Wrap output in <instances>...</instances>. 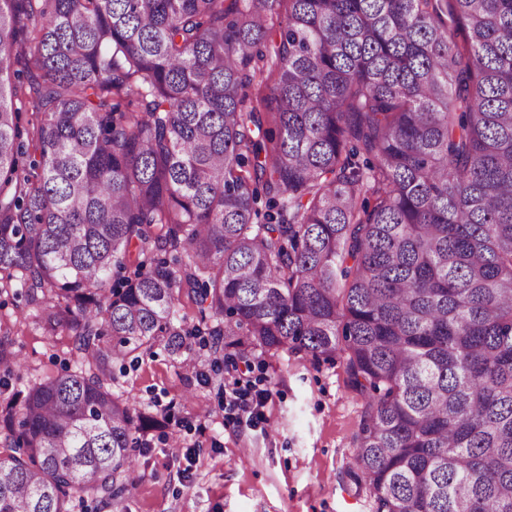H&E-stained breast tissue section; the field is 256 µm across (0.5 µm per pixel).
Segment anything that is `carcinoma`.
<instances>
[{"instance_id":"1","label":"carcinoma","mask_w":512,"mask_h":512,"mask_svg":"<svg viewBox=\"0 0 512 512\" xmlns=\"http://www.w3.org/2000/svg\"><path fill=\"white\" fill-rule=\"evenodd\" d=\"M13 282L78 368L0 402V512L123 507L167 416L112 362L184 295L239 362L342 358L372 512H512V0H0Z\"/></svg>"}]
</instances>
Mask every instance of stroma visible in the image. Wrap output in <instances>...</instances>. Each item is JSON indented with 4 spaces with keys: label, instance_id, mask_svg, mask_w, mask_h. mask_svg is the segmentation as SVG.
<instances>
[{
    "label": "stroma",
    "instance_id": "35a3bbf8",
    "mask_svg": "<svg viewBox=\"0 0 512 512\" xmlns=\"http://www.w3.org/2000/svg\"><path fill=\"white\" fill-rule=\"evenodd\" d=\"M24 293L0 294V330L10 329L22 364L10 388L75 367L67 336L46 335ZM211 336L190 335L171 351L112 365V390L136 408L168 410L136 454L126 512H371L351 475L363 399L346 384L341 361L284 351L256 353L243 386L267 389L264 423L233 422L224 379L233 363L215 358Z\"/></svg>",
    "mask_w": 512,
    "mask_h": 512
}]
</instances>
